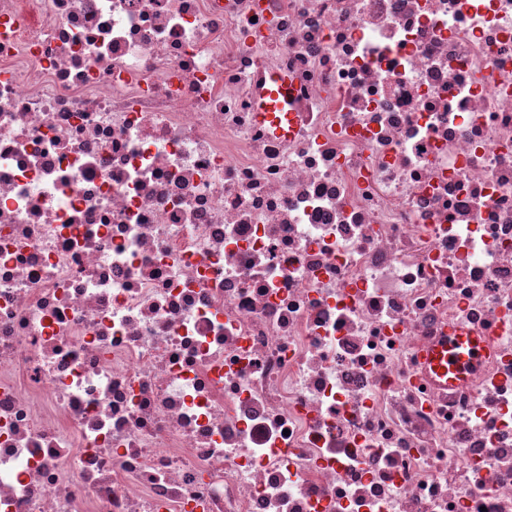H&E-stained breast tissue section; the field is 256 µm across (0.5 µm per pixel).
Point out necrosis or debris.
Returning a JSON list of instances; mask_svg holds the SVG:
<instances>
[{
	"instance_id": "obj_1",
	"label": "necrosis or debris",
	"mask_w": 512,
	"mask_h": 512,
	"mask_svg": "<svg viewBox=\"0 0 512 512\" xmlns=\"http://www.w3.org/2000/svg\"><path fill=\"white\" fill-rule=\"evenodd\" d=\"M0 512H512V0H0ZM265 88L260 91L257 109L261 112H284L288 109L291 86L288 77L270 74L265 80ZM461 348H467L471 358L476 357L479 352V345L472 336H453L444 340L427 354V364L430 365L436 374L445 378L447 383L455 382L462 378L467 369L474 365L466 355L458 352ZM448 373L452 374L448 378Z\"/></svg>"
}]
</instances>
